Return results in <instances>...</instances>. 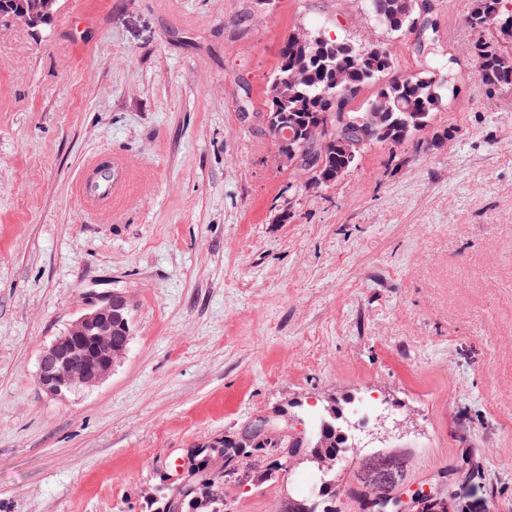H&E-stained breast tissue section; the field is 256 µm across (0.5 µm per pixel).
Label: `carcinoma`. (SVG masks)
<instances>
[{"mask_svg": "<svg viewBox=\"0 0 512 512\" xmlns=\"http://www.w3.org/2000/svg\"><path fill=\"white\" fill-rule=\"evenodd\" d=\"M502 0H472L467 17L469 28L475 34L472 54L478 63L477 75L489 86H512V32L506 33L502 26L512 21V12L505 13ZM25 0H0V14L24 19ZM496 27V35L486 36L489 26ZM315 34L297 32L288 35L279 51L278 65L267 85V115H281L280 121L267 123L281 152H295L307 157L306 187L322 189L330 182L350 172L358 163L365 150L374 144L399 146L412 137L400 128V120L411 114V122H429L436 108L418 99L413 94L411 83L431 86L436 78L433 73H401L395 68L391 51L384 45L364 47L344 39L336 40L337 62L346 70L347 88L350 92L343 96H333V70L328 60H313L311 55L320 49L312 45ZM306 62L310 83L288 93L276 94L279 85L286 82L289 65ZM376 91L363 103L362 110L351 109V104L360 98L369 86ZM386 108L392 112L393 124L385 131L370 133L359 123L363 113ZM316 127L329 136L340 133L346 144L333 155L321 160L312 158L306 133ZM340 404L326 405L322 415L313 423L305 435L308 445L304 455L298 460H288L282 454L292 436L279 430L268 433L263 444L251 454L239 455L233 459L220 453L224 462L239 463L251 460L258 480L272 481L279 474L307 464L318 468V458L327 455H341L348 442L339 425ZM336 470L321 473L323 484L314 492L301 498H293L288 503L287 512H336L332 490ZM173 509H190V512H223L224 488L220 487L213 468L203 464L191 471L190 484L171 494Z\"/></svg>", "mask_w": 512, "mask_h": 512, "instance_id": "1", "label": "carcinoma"}]
</instances>
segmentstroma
<instances>
[{"mask_svg": "<svg viewBox=\"0 0 512 512\" xmlns=\"http://www.w3.org/2000/svg\"><path fill=\"white\" fill-rule=\"evenodd\" d=\"M428 5L405 36L363 0H60L98 17L78 42L0 16V512H158L197 444L288 407L304 431L366 392L405 423L343 463L336 512L443 476L444 512H512V88L475 71L470 0ZM314 29L458 85L425 130L308 190L259 114L283 40ZM102 152L132 181L89 212L74 184ZM116 291L125 358L47 396L42 349ZM309 475L225 468L228 512H284Z\"/></svg>", "mask_w": 512, "mask_h": 512, "instance_id": "1", "label": "stroma"}]
</instances>
